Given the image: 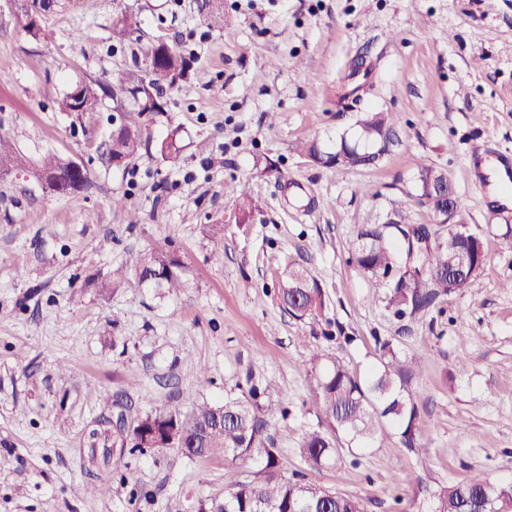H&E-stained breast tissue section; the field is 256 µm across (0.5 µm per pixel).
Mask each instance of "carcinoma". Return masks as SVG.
<instances>
[{
	"mask_svg": "<svg viewBox=\"0 0 512 512\" xmlns=\"http://www.w3.org/2000/svg\"><path fill=\"white\" fill-rule=\"evenodd\" d=\"M38 0H23L16 14L17 26L33 39L40 38L42 28L34 22L39 13ZM159 53L158 42L137 40L134 57L150 61ZM191 67V59L181 53L155 65L144 85L148 97L162 96L181 86ZM129 78L122 73L112 82L82 81L77 94L66 91L54 99L59 112H95L103 98L118 100L132 93ZM142 110L127 112L126 133L112 138L110 154L132 161L137 158L151 136L142 121ZM396 117L388 112H369L359 121L358 140L341 138L336 151L327 154L315 141L296 144L295 151L310 162L324 165L326 157L342 168L369 167L377 162L374 152L364 159L358 141L373 143L384 137ZM161 159L173 161L180 153L177 132L173 131L156 145ZM0 165L22 172L38 182L50 169L64 168L67 162L54 153L43 155L37 162L0 137ZM428 180L420 183L419 199L438 218L436 228L424 225L367 224L358 234L354 259L367 277L370 287L384 288L388 305L398 314L416 316L431 308L445 295L472 287L486 262L482 235L464 236L442 209L439 200H427ZM228 191L239 203L242 212L252 211V193L248 184L234 183ZM178 260L167 251L151 250L141 254L133 274L141 285H155L173 293L185 283L176 269ZM127 270H112L102 278L88 281L87 286L109 293L129 281ZM279 300L288 312L298 318L318 315L323 295L316 280L303 267H288L279 288ZM378 363L362 376L350 372L335 356H314V380L310 385V401L316 411L318 428L304 435L302 455L309 466L319 470L336 460L337 443L368 449L378 443L398 442L407 451L417 454L415 428L418 412L412 401L416 382L415 368L421 359L408 358L396 351L390 342L377 341ZM116 420L104 419L89 432L94 441L112 440V446L125 448L126 440L136 448L166 450L167 439L176 435L183 441L180 452L188 458L220 456L234 463L253 460L258 469L245 479H235L224 488V497L200 502L199 512H365L360 499L326 489L320 485L289 478L283 474L278 449L267 433L261 406L244 396L227 395L224 403L194 401L183 411L165 408L126 424L125 406ZM496 499L502 512H512V478L493 480L485 473L472 475L467 481L439 485L429 491L430 512H472L484 495Z\"/></svg>",
	"mask_w": 512,
	"mask_h": 512,
	"instance_id": "cac0c4a2",
	"label": "carcinoma"
}]
</instances>
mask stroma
I'll use <instances>...</instances> for the list:
<instances>
[{"instance_id": "35a3bbf8", "label": "stroma", "mask_w": 512, "mask_h": 512, "mask_svg": "<svg viewBox=\"0 0 512 512\" xmlns=\"http://www.w3.org/2000/svg\"><path fill=\"white\" fill-rule=\"evenodd\" d=\"M199 2L59 0L35 40L0 0V136L89 173L70 195L0 176V456L11 460L0 512H197L255 463L128 447L94 466L88 430L106 397L134 420L254 385L286 473L355 496L365 512H426V488L512 476V208L494 217L470 166L473 152H512V0H221L220 32ZM120 8L137 14L139 37L164 36L192 58L164 111L143 115L152 141L177 131L176 161L147 148L113 164L111 99L80 118L53 107L78 81L135 72L133 40L113 33ZM366 111L398 116L376 166H316L294 152L302 140L334 151ZM420 162L447 172L453 221L482 234L487 259L471 288L410 318L369 288L353 252L362 226L397 208L436 224L417 200ZM234 181L249 182L255 202L242 222L224 191ZM206 224L223 235L206 237ZM153 249L177 253L185 288L89 287ZM291 264L317 280L319 318L279 302ZM380 339L423 359L413 401L424 457L342 443L337 462L308 468L312 357L360 374ZM102 481L119 494H90Z\"/></svg>"}]
</instances>
